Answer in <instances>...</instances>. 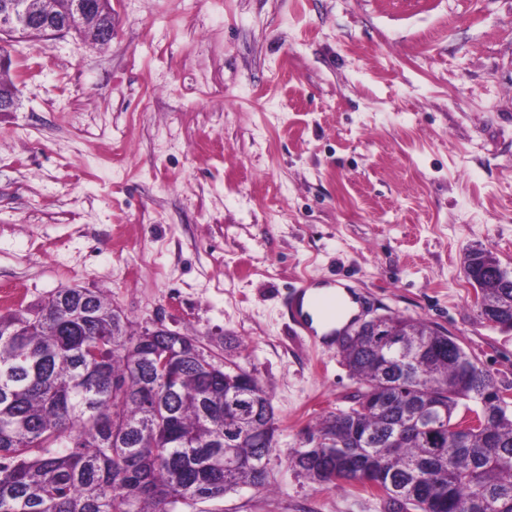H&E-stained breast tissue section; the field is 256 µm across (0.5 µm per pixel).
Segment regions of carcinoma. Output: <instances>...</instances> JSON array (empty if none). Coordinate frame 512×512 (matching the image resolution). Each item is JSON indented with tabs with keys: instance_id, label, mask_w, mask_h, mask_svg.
Returning <instances> with one entry per match:
<instances>
[{
	"instance_id": "1",
	"label": "carcinoma",
	"mask_w": 512,
	"mask_h": 512,
	"mask_svg": "<svg viewBox=\"0 0 512 512\" xmlns=\"http://www.w3.org/2000/svg\"><path fill=\"white\" fill-rule=\"evenodd\" d=\"M464 273L485 319L512 325V272L494 276L472 250ZM339 352L359 387L288 453L290 468L327 488L368 477L387 512H512V387L489 392L490 373L413 318L356 328ZM239 399L272 404L250 373L190 336L148 341L88 289L1 314L0 512H183L267 490L275 419L238 414ZM462 407L477 418L464 430ZM232 454L249 464L224 470Z\"/></svg>"
}]
</instances>
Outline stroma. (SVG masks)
<instances>
[{"instance_id":"stroma-1","label":"stroma","mask_w":512,"mask_h":512,"mask_svg":"<svg viewBox=\"0 0 512 512\" xmlns=\"http://www.w3.org/2000/svg\"><path fill=\"white\" fill-rule=\"evenodd\" d=\"M0 313L86 288L141 332L194 336L272 394L271 490L187 512H386L285 452L358 387L284 300L346 282L512 386V330L463 272L512 270V0H112V40L9 44ZM316 288L313 283H311L308 279H301L298 282V285L293 287V290L291 292L292 296L296 297L297 301L291 306V314L293 316V319L295 320L298 327L306 332L309 336H313L316 338V333L313 330V327L311 326V320L308 315H304L300 313V311L297 308L298 301L305 296L309 291ZM330 335L334 336V339L331 343H325L323 340L320 339V341L316 338L315 344H317L320 347H327L329 345H334L336 342V330H334Z\"/></svg>"}]
</instances>
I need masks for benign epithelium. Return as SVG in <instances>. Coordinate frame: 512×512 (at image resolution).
<instances>
[{"instance_id": "obj_1", "label": "benign epithelium", "mask_w": 512, "mask_h": 512, "mask_svg": "<svg viewBox=\"0 0 512 512\" xmlns=\"http://www.w3.org/2000/svg\"><path fill=\"white\" fill-rule=\"evenodd\" d=\"M112 40V0H0V37L9 41L30 34L45 38L63 33Z\"/></svg>"}]
</instances>
